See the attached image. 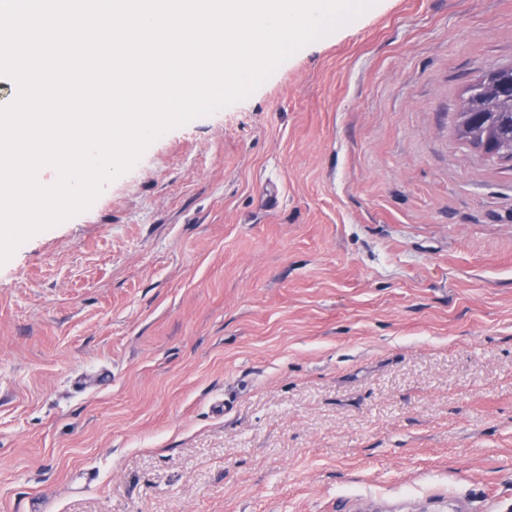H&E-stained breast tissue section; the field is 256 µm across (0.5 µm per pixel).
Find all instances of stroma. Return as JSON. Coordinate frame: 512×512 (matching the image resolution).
Here are the masks:
<instances>
[{
	"label": "stroma",
	"instance_id": "1",
	"mask_svg": "<svg viewBox=\"0 0 512 512\" xmlns=\"http://www.w3.org/2000/svg\"><path fill=\"white\" fill-rule=\"evenodd\" d=\"M511 64L512 0H365L23 242L0 512H512V163L455 127Z\"/></svg>",
	"mask_w": 512,
	"mask_h": 512
}]
</instances>
